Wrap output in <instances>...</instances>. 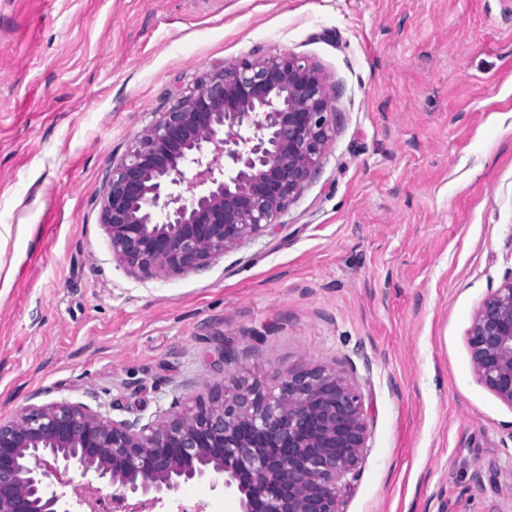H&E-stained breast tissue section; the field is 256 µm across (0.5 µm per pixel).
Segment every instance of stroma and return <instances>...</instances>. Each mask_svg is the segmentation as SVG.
<instances>
[{"instance_id": "obj_1", "label": "stroma", "mask_w": 512, "mask_h": 512, "mask_svg": "<svg viewBox=\"0 0 512 512\" xmlns=\"http://www.w3.org/2000/svg\"><path fill=\"white\" fill-rule=\"evenodd\" d=\"M292 53L336 131L276 224L143 279L101 225L112 164L199 78ZM512 269V0H0V417L175 400L338 366L368 412L343 512H512V406L474 312ZM194 512H237L206 480Z\"/></svg>"}]
</instances>
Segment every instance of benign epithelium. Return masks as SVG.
Segmentation results:
<instances>
[{
  "label": "benign epithelium",
  "instance_id": "obj_1",
  "mask_svg": "<svg viewBox=\"0 0 512 512\" xmlns=\"http://www.w3.org/2000/svg\"><path fill=\"white\" fill-rule=\"evenodd\" d=\"M335 116L327 75L292 53L207 74L112 167L102 222L113 256L148 279L201 269L263 233L317 171ZM467 345L480 382L512 406V270L479 304ZM367 435L361 393L326 367L216 389L145 424L54 402L0 419V512L153 506L201 479L237 495L239 512H342ZM74 465L92 479L69 499L55 485Z\"/></svg>",
  "mask_w": 512,
  "mask_h": 512
}]
</instances>
